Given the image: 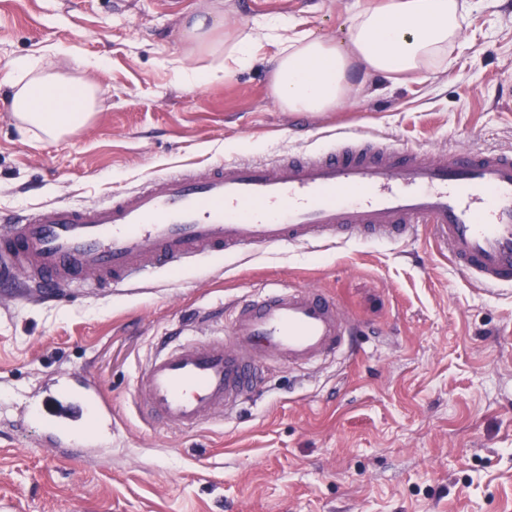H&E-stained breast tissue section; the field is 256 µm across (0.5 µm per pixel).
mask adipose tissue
Listing matches in <instances>:
<instances>
[{"instance_id":"ef3b65f1","label":"adipose tissue","mask_w":512,"mask_h":512,"mask_svg":"<svg viewBox=\"0 0 512 512\" xmlns=\"http://www.w3.org/2000/svg\"><path fill=\"white\" fill-rule=\"evenodd\" d=\"M466 9L462 0H382L356 13L345 39L336 44L309 35L282 37L288 20L270 18L266 38L279 45L268 63L270 94L288 112H329L356 91L355 73L417 77L447 60ZM253 45L249 35L233 40L223 64L191 72L188 81L213 83L232 67L252 65ZM13 68L10 105L21 132L35 130L56 141L92 118L101 92L96 83L47 70L37 58L18 59Z\"/></svg>"}]
</instances>
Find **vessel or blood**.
Returning <instances> with one entry per match:
<instances>
[{
    "instance_id": "vessel-or-blood-1",
    "label": "vessel or blood",
    "mask_w": 512,
    "mask_h": 512,
    "mask_svg": "<svg viewBox=\"0 0 512 512\" xmlns=\"http://www.w3.org/2000/svg\"><path fill=\"white\" fill-rule=\"evenodd\" d=\"M427 225L436 246L488 293L512 288V154L468 147L433 157L355 135L313 155L227 160L173 172L85 206L48 202L0 230V282L68 301L86 283L119 288L199 255L362 237L402 243ZM335 299L305 286L259 288L234 304L223 338L164 336L135 404L148 427L188 431L251 400L267 362L297 369L350 349Z\"/></svg>"
}]
</instances>
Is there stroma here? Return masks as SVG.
Listing matches in <instances>:
<instances>
[{
    "instance_id": "1",
    "label": "stroma",
    "mask_w": 512,
    "mask_h": 512,
    "mask_svg": "<svg viewBox=\"0 0 512 512\" xmlns=\"http://www.w3.org/2000/svg\"><path fill=\"white\" fill-rule=\"evenodd\" d=\"M381 0H0V215L47 201L90 204L150 176L222 159L274 160L373 135L433 155L512 153V0H475L441 67L381 77L331 112L280 108L258 60L188 88L216 63L192 50L191 17L228 37L286 16L293 32L341 41ZM98 83L90 122L61 140L22 135L12 64ZM101 60L99 70L79 59ZM334 298L361 329L356 357L307 370L270 364L264 389L223 423L145 427L131 410L157 336L266 283ZM100 390L111 408L44 419L43 398ZM53 433L70 444L59 451ZM0 512H512V292L487 295L437 250L310 242L201 257L67 303L0 298Z\"/></svg>"
}]
</instances>
